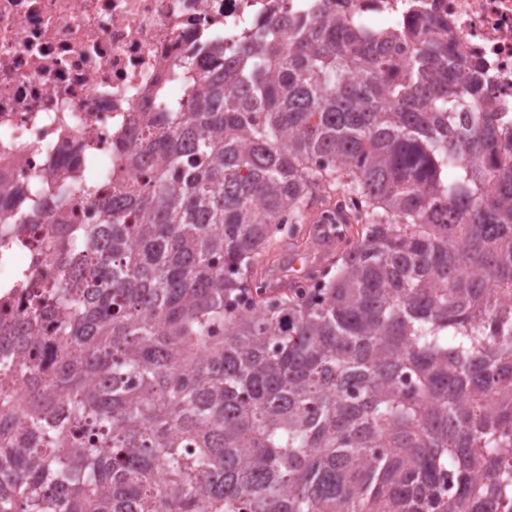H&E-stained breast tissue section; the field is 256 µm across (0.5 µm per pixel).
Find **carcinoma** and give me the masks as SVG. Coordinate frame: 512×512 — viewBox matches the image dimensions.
Here are the masks:
<instances>
[{
    "label": "carcinoma",
    "mask_w": 512,
    "mask_h": 512,
    "mask_svg": "<svg viewBox=\"0 0 512 512\" xmlns=\"http://www.w3.org/2000/svg\"><path fill=\"white\" fill-rule=\"evenodd\" d=\"M453 52L286 18L139 126L0 339V512H512V132ZM340 195L350 247L273 283Z\"/></svg>",
    "instance_id": "obj_1"
}]
</instances>
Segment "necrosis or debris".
Masks as SVG:
<instances>
[{"label":"necrosis or debris","instance_id":"1","mask_svg":"<svg viewBox=\"0 0 512 512\" xmlns=\"http://www.w3.org/2000/svg\"><path fill=\"white\" fill-rule=\"evenodd\" d=\"M365 14L400 26L440 18L456 45L455 66L475 71L485 98L512 112V0H364ZM331 0H0V206L16 189L96 179L127 166L126 142L139 118L168 112L200 92L212 48L234 53L270 17L308 18ZM32 232L0 236V316L25 328L19 276L38 280Z\"/></svg>","mask_w":512,"mask_h":512}]
</instances>
